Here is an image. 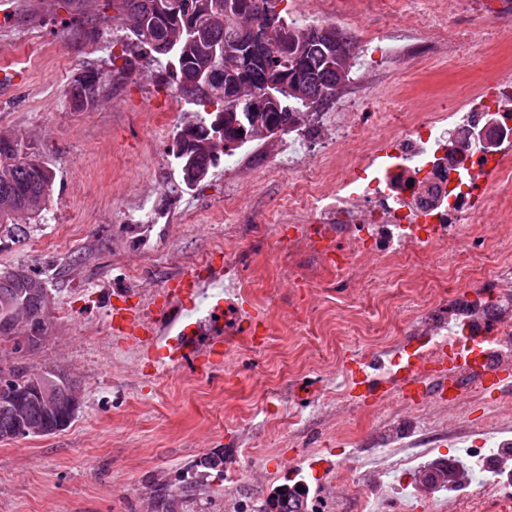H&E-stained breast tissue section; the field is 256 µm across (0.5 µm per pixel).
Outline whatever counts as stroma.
I'll list each match as a JSON object with an SVG mask.
<instances>
[{"label":"stroma","instance_id":"obj_1","mask_svg":"<svg viewBox=\"0 0 512 512\" xmlns=\"http://www.w3.org/2000/svg\"><path fill=\"white\" fill-rule=\"evenodd\" d=\"M389 22L360 7L340 25L356 39ZM410 22L405 13L390 23L414 57L429 44L408 34ZM95 30L90 15L63 0H0V132L23 136L49 163L55 217L31 222L20 241L0 242V267L52 271L49 335L21 361L66 368L84 395L65 430L0 441V512H156L162 496L172 512H253L275 488L297 482L313 512H356L363 487L399 479L420 505L433 504L413 475L380 472L373 405L353 403L340 427L335 408L323 404L337 369H350V356L366 347L349 336L340 354L327 335L313 358L297 320L332 327L350 316L379 323L383 313L350 294L301 285L312 260L288 251V184L272 169L294 157L313 164L304 142L291 132L249 143L236 152L239 172L218 167L186 188L171 149L192 106L148 59L123 70ZM90 72L100 76L97 97L75 108L69 91ZM477 79L460 66L419 71L403 86L426 103ZM146 105L168 111L164 126L144 124ZM242 178L253 190L225 213L224 197ZM138 197L151 200L161 223L133 222ZM200 265L240 280L242 293L224 299L249 300L262 325L243 320L221 369L145 367L140 343L113 335L109 296L148 309L172 276ZM206 457L223 459V475L202 468L195 490L180 488L178 473Z\"/></svg>","mask_w":512,"mask_h":512}]
</instances>
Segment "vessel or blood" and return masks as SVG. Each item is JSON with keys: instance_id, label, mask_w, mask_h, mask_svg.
Masks as SVG:
<instances>
[{"instance_id": "1", "label": "vessel or blood", "mask_w": 512, "mask_h": 512, "mask_svg": "<svg viewBox=\"0 0 512 512\" xmlns=\"http://www.w3.org/2000/svg\"><path fill=\"white\" fill-rule=\"evenodd\" d=\"M212 290L215 300L210 310L209 323L193 320L195 299L201 286ZM224 280L221 272L210 271L206 279H199L195 270L180 273L172 288L164 291L160 303L150 312L132 307H112L111 323L120 333L141 336L155 368L175 366L195 372L223 367L228 355V344L223 338ZM178 322L175 335L165 342L155 341V328L163 321ZM358 377L354 381V397L362 403L379 401L391 386H399L406 401H422L430 396L424 386L421 366H414L398 373L395 378L373 374L370 359L356 361Z\"/></svg>"}]
</instances>
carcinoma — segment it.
<instances>
[{"label":"carcinoma","instance_id":"obj_1","mask_svg":"<svg viewBox=\"0 0 512 512\" xmlns=\"http://www.w3.org/2000/svg\"><path fill=\"white\" fill-rule=\"evenodd\" d=\"M283 0H106L115 11L111 19L133 37L132 44L155 54L154 61H165L164 68L176 78L178 89L195 106L194 121L180 127L175 143L183 144V153L174 155L182 181L191 188L201 182L198 173L218 166L220 155L205 143L214 133L224 134V143L233 152L248 142L262 139L261 129L276 126L283 133L294 130L295 113L308 109L304 101L324 105L336 95L341 52L351 53L352 38L334 22L298 25L288 22L278 10ZM255 22L258 37L242 38L244 25L235 17ZM193 25L208 41L237 51L216 61L218 73L210 89H191L189 84L197 67L204 61V49L197 43L181 42L167 49L170 38ZM87 86L75 85L72 97L85 106L95 100L100 77L90 72L83 76ZM277 80L297 82L304 97L281 102L277 109L255 111L254 96L247 90L264 89ZM53 185V172L42 159L30 153L22 138L0 144V196H11L34 220H44ZM26 226L8 211L0 210V240H20ZM48 281L35 271L26 275L17 268H0V308L23 288L28 294V312L38 316L43 311L42 292ZM6 377L11 389L0 394V440H22L53 435L67 428L78 407L71 401L82 394L78 381L55 383L52 370L43 372L0 362V377ZM50 387L57 407L49 408L39 389ZM24 396L26 416L18 418L14 400ZM259 512H309L308 495L295 486H284L277 496L267 498Z\"/></svg>","mask_w":512,"mask_h":512}]
</instances>
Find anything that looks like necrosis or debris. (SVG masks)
I'll return each mask as SVG.
<instances>
[{"instance_id": "necrosis-or-debris-1", "label": "necrosis or debris", "mask_w": 512, "mask_h": 512, "mask_svg": "<svg viewBox=\"0 0 512 512\" xmlns=\"http://www.w3.org/2000/svg\"><path fill=\"white\" fill-rule=\"evenodd\" d=\"M462 2L467 20L451 24ZM509 27L512 0H494L490 11L485 0H423L412 30L431 39L449 61L476 67L479 82L449 94L443 105L414 108L390 78L377 87L360 85L346 97L344 111L327 122L326 138L312 127L304 131V138L321 142L316 171L308 172L301 162L287 169L286 220L294 229L288 246L320 266L340 256L333 288L357 287L379 296L371 270L359 262L369 244L393 279L411 270L420 273L410 314L398 311L381 327L360 329L379 372L399 366L394 348L401 330L422 338L427 361L455 355L447 397L436 394L406 406L401 417L385 415L377 445L387 470L415 469L438 436L470 434L469 409L487 390L484 379L470 373L472 362L489 369L512 366V266L506 261L512 255V225L488 235L475 231L488 208L512 211V107L487 112L497 86L512 89L511 63L488 67ZM375 95L382 106L366 113L370 132L363 136L351 125V113ZM483 130L496 140L487 150L475 141ZM461 141L470 142V150L456 152ZM466 232L476 233L478 246L449 251V240ZM469 262L480 267L475 287L450 288L449 272ZM487 423L498 428V436L463 449L483 464V485L443 489L442 512H512V411L496 410Z\"/></svg>"}]
</instances>
